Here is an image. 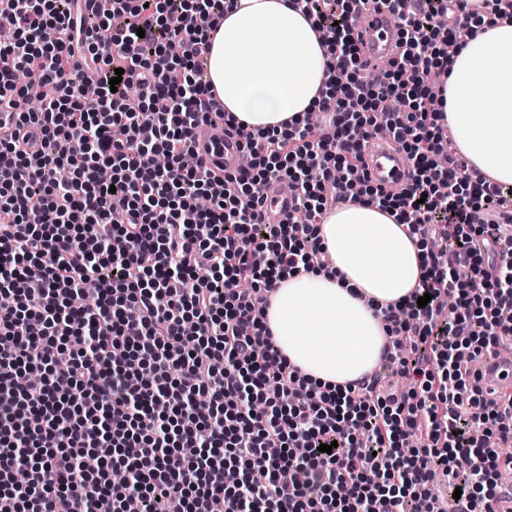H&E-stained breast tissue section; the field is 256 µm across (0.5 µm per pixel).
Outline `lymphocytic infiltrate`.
Segmentation results:
<instances>
[{
	"label": "lymphocytic infiltrate",
	"instance_id": "obj_1",
	"mask_svg": "<svg viewBox=\"0 0 512 512\" xmlns=\"http://www.w3.org/2000/svg\"><path fill=\"white\" fill-rule=\"evenodd\" d=\"M0 26V512H455L512 471V395L490 405L473 365L512 344V257L500 212L512 186L470 174L448 152L429 64L455 46L461 0H381L396 52L372 83L356 19L362 0H300L333 58L321 136L235 119L246 168L220 176L194 152L215 108L201 77L210 35L235 0H112L91 22L80 0H8ZM122 81L110 86L116 69ZM42 86L25 109L18 82ZM387 129L408 180L394 194L365 174ZM297 187L266 223L259 186ZM399 210L428 251L411 295L388 306L378 370L320 388L274 348L268 302L284 273L324 267L328 198L359 188ZM44 205L28 214L35 194ZM209 207H199L201 197ZM93 287L92 303L71 298ZM431 300L418 306L423 295ZM406 391H388L391 377ZM332 445L331 453L321 445ZM124 470L125 484L112 482Z\"/></svg>",
	"mask_w": 512,
	"mask_h": 512
}]
</instances>
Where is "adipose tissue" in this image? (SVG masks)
I'll list each match as a JSON object with an SVG mask.
<instances>
[{"mask_svg": "<svg viewBox=\"0 0 512 512\" xmlns=\"http://www.w3.org/2000/svg\"><path fill=\"white\" fill-rule=\"evenodd\" d=\"M476 8L477 22L439 85L456 148L472 171L512 185V21ZM211 37L207 81L251 129L284 131L318 109L331 55L296 0H238ZM318 234L325 269L284 274L269 295L275 344L309 383L348 384L381 362L383 311L423 274L425 247L369 199L328 209Z\"/></svg>", "mask_w": 512, "mask_h": 512, "instance_id": "adipose-tissue-1", "label": "adipose tissue"}]
</instances>
